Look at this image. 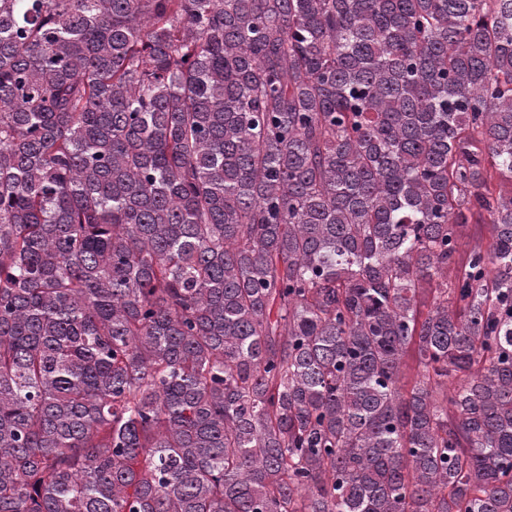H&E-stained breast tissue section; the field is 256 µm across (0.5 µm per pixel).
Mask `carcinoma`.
<instances>
[{"instance_id": "carcinoma-1", "label": "carcinoma", "mask_w": 512, "mask_h": 512, "mask_svg": "<svg viewBox=\"0 0 512 512\" xmlns=\"http://www.w3.org/2000/svg\"><path fill=\"white\" fill-rule=\"evenodd\" d=\"M0 512H512V0H0ZM490 240L489 224L481 222L480 224H469V227L462 238L459 239V249L461 253L468 251L476 244L488 245Z\"/></svg>"}]
</instances>
